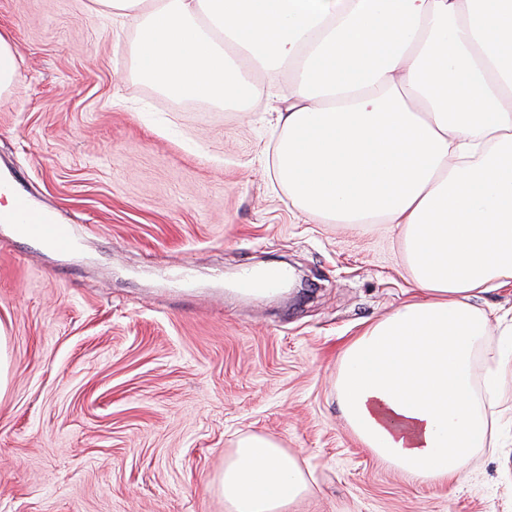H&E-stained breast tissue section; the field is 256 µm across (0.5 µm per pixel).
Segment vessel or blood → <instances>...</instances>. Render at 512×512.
Returning a JSON list of instances; mask_svg holds the SVG:
<instances>
[{"label": "vessel or blood", "mask_w": 512, "mask_h": 512, "mask_svg": "<svg viewBox=\"0 0 512 512\" xmlns=\"http://www.w3.org/2000/svg\"><path fill=\"white\" fill-rule=\"evenodd\" d=\"M14 199L13 215L16 226L24 238L36 241L47 249L58 253H66L73 249L76 233L73 225L52 219L41 208L35 206L21 182H13L8 186ZM283 273L277 270H265L254 276L240 279L239 287L243 292H251L256 288H274L281 284Z\"/></svg>", "instance_id": "1"}]
</instances>
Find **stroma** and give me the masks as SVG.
Instances as JSON below:
<instances>
[{"mask_svg":"<svg viewBox=\"0 0 512 512\" xmlns=\"http://www.w3.org/2000/svg\"><path fill=\"white\" fill-rule=\"evenodd\" d=\"M19 76L0 94V176L77 227L61 254L0 224V512H227L209 484L240 435L311 473L288 512H512V335L497 321L471 378L495 376L496 436L448 482L362 448L337 400L345 345L420 299L396 225L304 212L275 177L295 71L245 105L162 90L137 18L93 0H0ZM296 289L238 294L240 273Z\"/></svg>","mask_w":512,"mask_h":512,"instance_id":"1","label":"stroma"}]
</instances>
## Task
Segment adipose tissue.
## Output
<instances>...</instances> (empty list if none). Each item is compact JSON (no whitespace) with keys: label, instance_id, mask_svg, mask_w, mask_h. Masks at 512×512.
Wrapping results in <instances>:
<instances>
[{"label":"adipose tissue","instance_id":"obj_1","mask_svg":"<svg viewBox=\"0 0 512 512\" xmlns=\"http://www.w3.org/2000/svg\"><path fill=\"white\" fill-rule=\"evenodd\" d=\"M135 15V52L179 94L247 97L293 65L277 173L309 214L397 225L421 299L344 351L339 406L362 447L444 480L484 447L493 394L471 386L487 314L512 284V0H98ZM229 512H287L296 456L241 435L213 483ZM476 304L487 312H504L512 308V284L503 287L491 289L476 300Z\"/></svg>","mask_w":512,"mask_h":512}]
</instances>
